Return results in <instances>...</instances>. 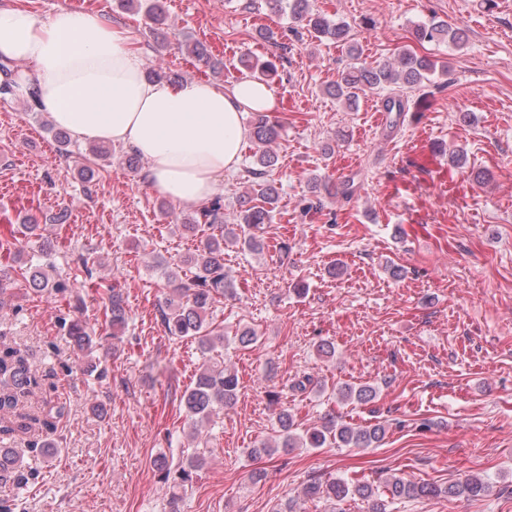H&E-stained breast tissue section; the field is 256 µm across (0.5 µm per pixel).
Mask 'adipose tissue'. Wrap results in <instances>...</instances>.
I'll return each mask as SVG.
<instances>
[{"mask_svg": "<svg viewBox=\"0 0 512 512\" xmlns=\"http://www.w3.org/2000/svg\"><path fill=\"white\" fill-rule=\"evenodd\" d=\"M0 59L19 65L17 95L38 91L41 110L76 141L141 154L147 181L176 203L212 199L241 159L244 113L277 107L271 87L255 80L224 88L148 80L128 30L92 12L62 8L42 19L0 0Z\"/></svg>", "mask_w": 512, "mask_h": 512, "instance_id": "adipose-tissue-1", "label": "adipose tissue"}]
</instances>
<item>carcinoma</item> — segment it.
Returning a JSON list of instances; mask_svg holds the SVG:
<instances>
[{
    "label": "carcinoma",
    "instance_id": "obj_1",
    "mask_svg": "<svg viewBox=\"0 0 512 512\" xmlns=\"http://www.w3.org/2000/svg\"><path fill=\"white\" fill-rule=\"evenodd\" d=\"M267 2L272 10L288 15L293 24L307 30L314 37L335 40L347 48L349 66L340 81L326 88L329 96L347 106L355 104L360 95L368 91L417 89L425 83L433 82L435 76L448 73V65L438 59L418 56L408 50L399 52L391 62L374 66L362 60V51L350 38V25L345 22L336 23L314 10L310 0ZM117 6L123 11L135 13L143 7L146 8V13L154 24L156 47L163 49L167 14L160 0H149L147 4L143 0H117ZM414 37L420 42L448 43L456 48H462L467 43L465 30L460 27L453 28L445 21L430 20L417 25L414 28ZM180 45L187 55L196 58L215 74H222L224 63L209 55L200 42L186 38L180 41ZM242 65L264 81L273 79L277 73V67L271 62L261 63L257 59L247 58L242 61ZM250 130L255 151L253 166L247 168L246 177L256 186V197L248 194L240 196L239 221L244 227L237 229L224 223V203L221 198L202 205L180 224L185 232L200 236V245L183 260V264L192 269V276L185 279L177 270L164 272V278L170 287V293L158 307L164 332L175 339H192L204 359L194 382L185 389L181 397V405L192 423L191 439L194 442L200 440L203 425L214 422V418L224 408L235 403L240 386L235 368L224 363L219 366L210 364L208 354L218 344L224 347L233 343L246 349L258 341L256 330L250 326L236 328L234 335L230 337L224 329L214 327L208 320L209 311L214 304L226 296L234 295L232 282L224 269L225 245L241 240L243 246L252 252L263 250L264 238L259 232L264 225L271 223L278 199L272 175L278 161L275 145L279 130L260 112L254 113ZM312 189L317 197L324 193L330 197L348 196L352 193L349 182L329 186L317 178L313 179ZM21 275L29 281L32 293L36 296L56 294L69 288L65 281L50 279L38 263L21 269ZM106 291L112 338L117 340L127 326V311L121 289L113 285L106 288ZM66 332L76 347L77 355L81 356L83 371L103 377L105 369L101 367V361L93 357L97 342L85 323L74 318L66 325ZM38 386V377L26 354L8 343L6 333L0 331V484H10L17 490L23 489L37 478L38 470L32 466V462L47 458L56 451V446L49 437L32 441L25 448L14 446L16 434L27 430L28 425L11 419L10 414L16 409L20 398ZM337 395L342 401L368 405L376 399L377 388L370 383L345 385L338 389ZM276 423L275 435L252 449V453L273 456L294 448H371L384 439L387 431L386 425L380 422L369 426H353L336 421L334 416L325 417L318 426L300 429L293 415L285 409L276 413ZM206 461L205 452L197 448L189 452L183 449L177 458L161 454L154 459L153 465L168 489V512H179V503L192 487ZM384 489L392 500L441 495L475 498L487 495L491 485L486 479L477 476L444 488L393 476L386 480ZM304 495L310 499L325 498L332 503L357 497L371 502L370 512H386L387 507V500L382 498V493L373 485L351 482L344 478L311 483L305 487Z\"/></svg>",
    "mask_w": 512,
    "mask_h": 512
}]
</instances>
